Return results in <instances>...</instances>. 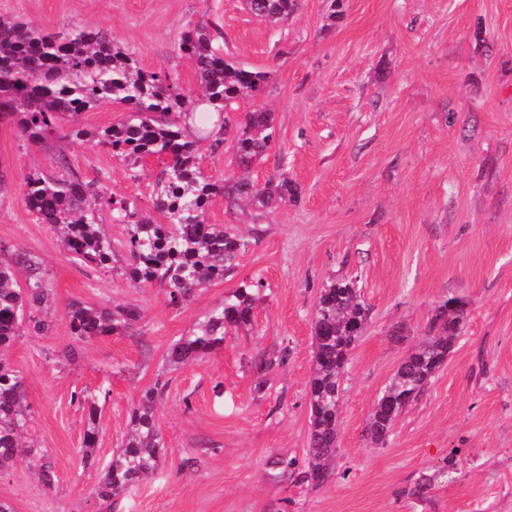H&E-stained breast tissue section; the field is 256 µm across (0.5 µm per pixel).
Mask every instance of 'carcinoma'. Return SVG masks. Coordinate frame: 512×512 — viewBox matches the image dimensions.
I'll return each instance as SVG.
<instances>
[{
  "label": "carcinoma",
  "instance_id": "1",
  "mask_svg": "<svg viewBox=\"0 0 512 512\" xmlns=\"http://www.w3.org/2000/svg\"><path fill=\"white\" fill-rule=\"evenodd\" d=\"M296 0H246L257 19L277 23L294 10ZM224 34L216 23H201L182 32L179 51L194 61L202 96L183 90L168 74L148 72L133 55L101 29H59L19 19L0 18V122L14 126L28 142L49 148L71 136L86 137L77 125L82 112L102 104L131 105L124 122L93 138L112 150L129 169L143 159L164 155L167 162L156 180L154 204L165 218L161 224L140 212L134 202L106 193L72 170L64 154L57 155L58 171H31L23 179V198L42 224L61 230L63 250L82 264L112 271L124 261L138 285H158L168 304L180 308L211 281L222 279L238 265L250 242L228 224H208L206 207L224 196L228 207L241 202L266 210L288 199L292 185L286 177L259 186L248 177L252 165L266 153L276 135L274 116L257 110L244 123L233 122L239 104L261 91L267 75L245 69L224 56ZM204 105L217 116L211 130L192 129L188 119ZM235 123L233 159L239 178L213 181L199 168L200 142L218 149ZM124 225L122 250H116L104 224L105 213ZM25 286H20L18 274ZM264 288L260 280L239 287L167 350L166 361L180 367L224 347V336L253 320L254 304ZM48 271L25 249L0 243V470L15 462L35 465V446L22 442L33 420L26 400L23 375L6 358L7 351L27 332L49 331L52 305ZM467 303L449 299L430 326V336L400 364L369 416L372 442L386 440L394 424L415 402L448 359L467 317ZM368 318L361 289L351 278H338L324 288L315 308L314 368L309 380L310 434L307 481L321 482L330 473L338 447L337 422L342 382L351 351ZM141 319L133 306L99 308L75 301L68 309L71 337L89 342L130 332ZM165 385L144 390L129 412L121 448L106 464L97 497L113 510L144 478L159 469L167 447L156 420ZM80 390L73 402L88 412L81 448L90 464L97 444L100 396Z\"/></svg>",
  "mask_w": 512,
  "mask_h": 512
}]
</instances>
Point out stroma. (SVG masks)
I'll return each mask as SVG.
<instances>
[{
	"label": "stroma",
	"mask_w": 512,
	"mask_h": 512,
	"mask_svg": "<svg viewBox=\"0 0 512 512\" xmlns=\"http://www.w3.org/2000/svg\"><path fill=\"white\" fill-rule=\"evenodd\" d=\"M0 16L107 30L144 70L194 92L180 35L218 23L225 53L268 75L241 105L273 112L277 124L250 177L261 185L283 175L295 189L265 211L212 199L208 223L234 225L252 245L232 273L176 310L160 288L63 250L22 200L23 177L54 172V155L0 123V172L12 182L0 242L39 257L53 292L48 333L21 336L9 353L53 481L15 464L0 471L1 500L14 512H104L101 468L131 406L161 380V470L116 512H512V0H297L273 26L245 0H0ZM64 149L83 180L153 212L163 159L134 174L88 139ZM340 277L358 280L369 315L344 376L333 472L311 485L299 475L312 317ZM257 278L266 287L251 326L168 369L169 346ZM451 298L468 316L447 361L386 442H371L372 407ZM75 300L133 304L143 318L128 335L77 343L67 318ZM281 348L287 360L257 374L254 360ZM70 349L73 363H60ZM102 386L110 395L99 404L96 464L86 467V414L71 394Z\"/></svg>",
	"instance_id": "stroma-1"
}]
</instances>
